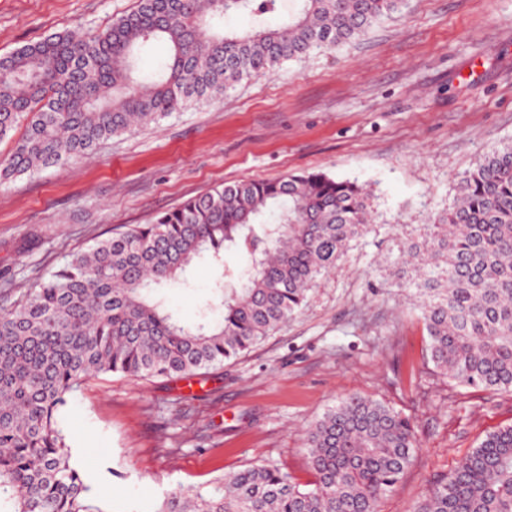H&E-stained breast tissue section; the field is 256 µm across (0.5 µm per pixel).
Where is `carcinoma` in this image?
<instances>
[{
	"label": "carcinoma",
	"instance_id": "obj_1",
	"mask_svg": "<svg viewBox=\"0 0 512 512\" xmlns=\"http://www.w3.org/2000/svg\"><path fill=\"white\" fill-rule=\"evenodd\" d=\"M278 27L224 30L277 0H137L103 32L50 35L0 58V139L28 118L0 179L92 151L287 61L359 37L405 0H297ZM169 45L162 72L138 60ZM373 194L324 173L216 187L149 224L96 240L0 313V502L9 512H107L71 463L57 421L91 378L193 376L253 349L305 304L350 243L373 230ZM250 265H224V254ZM197 258L223 269L204 313L183 323L154 298ZM391 285L413 300L427 361L452 380L512 391V144L478 159L456 199L393 261ZM315 480L303 489L276 464L251 465L204 493L178 486L151 512H378L412 464L410 419L351 395L304 436ZM416 512H512V425L488 434Z\"/></svg>",
	"mask_w": 512,
	"mask_h": 512
}]
</instances>
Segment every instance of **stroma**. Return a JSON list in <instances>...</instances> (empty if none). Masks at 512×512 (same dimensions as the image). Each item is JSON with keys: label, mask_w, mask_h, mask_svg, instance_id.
Here are the masks:
<instances>
[{"label": "stroma", "mask_w": 512, "mask_h": 512, "mask_svg": "<svg viewBox=\"0 0 512 512\" xmlns=\"http://www.w3.org/2000/svg\"><path fill=\"white\" fill-rule=\"evenodd\" d=\"M137 0H0V57L48 35H93ZM512 142V0H407L352 42L133 128L35 175L0 180V312L66 255L220 184L320 171L369 186L375 228L303 308L200 381L103 377L69 394L71 462L109 512H147L177 486L210 490L250 464L314 480L306 428L360 394L420 441L379 512L427 488L512 424V392L463 386L425 361L418 310L387 287L397 244L443 213L476 159ZM221 274L197 261L158 296L194 322Z\"/></svg>", "instance_id": "obj_1"}]
</instances>
